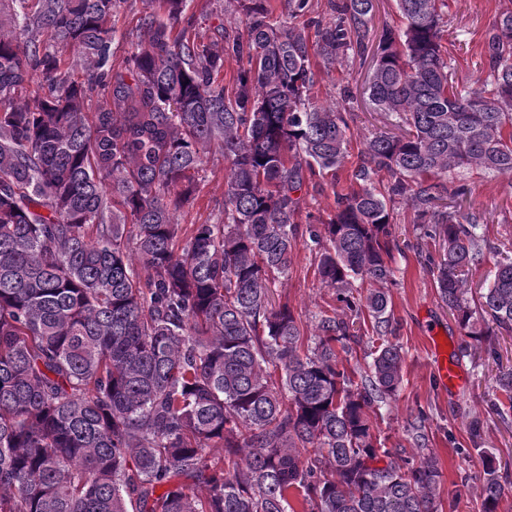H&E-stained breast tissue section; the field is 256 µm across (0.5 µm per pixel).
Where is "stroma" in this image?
Returning <instances> with one entry per match:
<instances>
[{"label":"stroma","instance_id":"1","mask_svg":"<svg viewBox=\"0 0 512 512\" xmlns=\"http://www.w3.org/2000/svg\"><path fill=\"white\" fill-rule=\"evenodd\" d=\"M502 0H448V53L455 80L471 86L486 78L482 57L483 35L496 21ZM189 13L207 37L217 33L233 38L245 31L242 13L231 0H192ZM376 43H369L364 58H351L331 71L321 73L312 89L315 101L335 104L352 112V143L349 156L339 172L340 188H347L352 170L360 161V150L371 133L391 130L387 114L373 111L367 100V83L376 55ZM210 172L199 185L189 206L176 212L180 224L216 222L224 217V161L214 158ZM470 193L461 203L462 211L479 220L476 232L486 245L512 241V178L484 173H461ZM395 239L389 262L395 283L390 287L394 341L404 356L403 381L397 396L387 405L370 410L374 434L389 449V463L400 467L419 464L435 457L442 472L440 496L460 491L454 512H480L483 464L493 458L500 474L512 478V420L501 421L489 411L497 364H512V334L492 338L490 344L466 347L463 330L441 302L427 265L437 243L415 224L412 209L404 204L395 210ZM313 255L297 247L288 275L271 289L273 302H288L305 332H312L320 311L338 306L334 289L325 287L315 273ZM449 337L446 348L462 367L466 382L451 392L435 376L436 358L429 337L432 327ZM495 348L500 362L489 360L487 348ZM481 423V435L472 438V420Z\"/></svg>","mask_w":512,"mask_h":512}]
</instances>
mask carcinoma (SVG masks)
<instances>
[{
	"mask_svg": "<svg viewBox=\"0 0 512 512\" xmlns=\"http://www.w3.org/2000/svg\"><path fill=\"white\" fill-rule=\"evenodd\" d=\"M123 2L0 0V512H295L293 499L304 512H439L436 461L380 465L368 416L403 379L385 291L391 204L442 245L430 273L465 335L512 332L505 245L479 307L465 298L484 251L458 209L468 186L448 181L512 175V7L486 32L489 74L471 89L443 45L448 0H396L405 24L382 29L367 92L402 133L366 139L348 191L301 225L304 187L336 185L352 120L310 92L320 71L365 56L374 0H327V18L315 0H284L300 27L272 20L267 0H236L247 33L222 45L188 0H142L116 69ZM226 57L239 64L230 86ZM216 152L224 221L175 222ZM300 243L350 311L321 313L309 340L269 297ZM363 341L372 362L356 382L336 346ZM488 354L489 409L506 421L512 366ZM210 446L224 455L205 457ZM505 490L487 461L482 512Z\"/></svg>",
	"mask_w": 512,
	"mask_h": 512,
	"instance_id": "obj_1",
	"label": "carcinoma"
}]
</instances>
